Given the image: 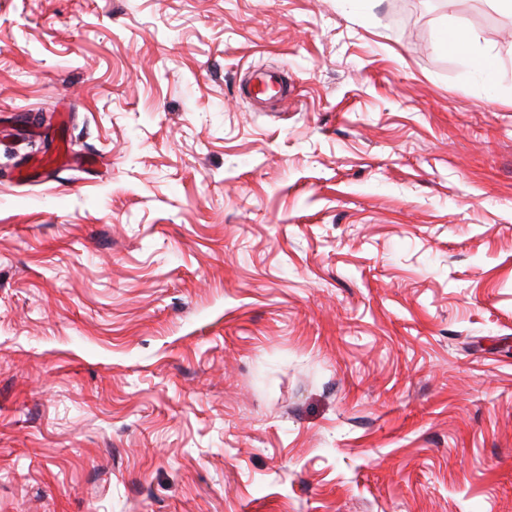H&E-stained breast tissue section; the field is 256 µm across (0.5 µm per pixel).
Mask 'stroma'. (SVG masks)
Instances as JSON below:
<instances>
[{
    "instance_id": "1",
    "label": "stroma",
    "mask_w": 512,
    "mask_h": 512,
    "mask_svg": "<svg viewBox=\"0 0 512 512\" xmlns=\"http://www.w3.org/2000/svg\"><path fill=\"white\" fill-rule=\"evenodd\" d=\"M1 111L0 512H512V15L0 0ZM459 29L450 27L444 34L443 44L456 53H462L471 59L474 73L480 77L489 88H494L498 80V62L489 54H478L469 34L459 38Z\"/></svg>"
}]
</instances>
